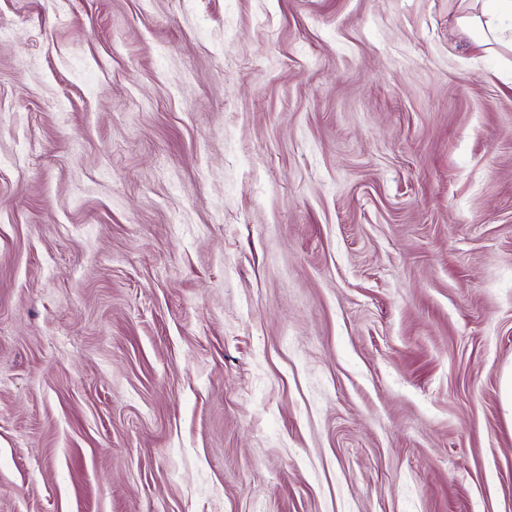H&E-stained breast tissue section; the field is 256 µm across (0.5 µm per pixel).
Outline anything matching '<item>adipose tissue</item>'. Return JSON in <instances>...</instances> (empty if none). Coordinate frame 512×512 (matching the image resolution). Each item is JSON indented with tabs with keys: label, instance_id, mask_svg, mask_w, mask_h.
Instances as JSON below:
<instances>
[{
	"label": "adipose tissue",
	"instance_id": "1",
	"mask_svg": "<svg viewBox=\"0 0 512 512\" xmlns=\"http://www.w3.org/2000/svg\"><path fill=\"white\" fill-rule=\"evenodd\" d=\"M457 22L477 46L512 53V0H467Z\"/></svg>",
	"mask_w": 512,
	"mask_h": 512
}]
</instances>
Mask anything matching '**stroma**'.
Segmentation results:
<instances>
[{"label": "stroma", "instance_id": "obj_1", "mask_svg": "<svg viewBox=\"0 0 512 512\" xmlns=\"http://www.w3.org/2000/svg\"><path fill=\"white\" fill-rule=\"evenodd\" d=\"M460 9L0 0V512H512Z\"/></svg>", "mask_w": 512, "mask_h": 512}]
</instances>
